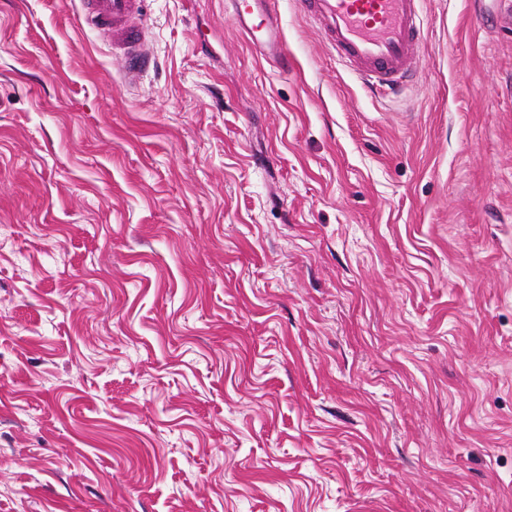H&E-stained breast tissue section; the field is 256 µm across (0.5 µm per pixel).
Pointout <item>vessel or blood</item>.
Returning a JSON list of instances; mask_svg holds the SVG:
<instances>
[{"label": "vessel or blood", "mask_w": 512, "mask_h": 512, "mask_svg": "<svg viewBox=\"0 0 512 512\" xmlns=\"http://www.w3.org/2000/svg\"><path fill=\"white\" fill-rule=\"evenodd\" d=\"M271 0H231L239 25L255 52L288 69L277 12ZM421 0H300L306 16L319 22L337 58L370 91L399 93L412 76L425 40ZM82 23L121 50V73L138 78L148 65L143 0H79Z\"/></svg>", "instance_id": "obj_1"}]
</instances>
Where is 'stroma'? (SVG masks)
I'll return each mask as SVG.
<instances>
[{
    "label": "stroma",
    "instance_id": "35a3bbf8",
    "mask_svg": "<svg viewBox=\"0 0 512 512\" xmlns=\"http://www.w3.org/2000/svg\"><path fill=\"white\" fill-rule=\"evenodd\" d=\"M0 0V512H512V26L397 95L298 0ZM82 23L112 41L121 50L122 76L138 78L148 65L143 0H79ZM239 26L255 52L265 60L287 70L291 57L286 49L277 12L271 0H231Z\"/></svg>",
    "mask_w": 512,
    "mask_h": 512
}]
</instances>
